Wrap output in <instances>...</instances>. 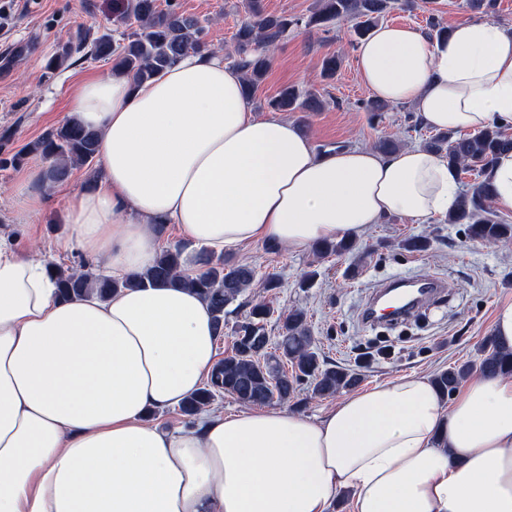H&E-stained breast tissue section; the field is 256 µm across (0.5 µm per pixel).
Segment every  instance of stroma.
I'll use <instances>...</instances> for the list:
<instances>
[{
	"mask_svg": "<svg viewBox=\"0 0 512 512\" xmlns=\"http://www.w3.org/2000/svg\"><path fill=\"white\" fill-rule=\"evenodd\" d=\"M113 0H0V55L16 44L30 42L34 51L9 74H0V132L9 131L6 152L58 126L69 108V97L79 82L109 73L110 63L83 59L61 75H44L46 59L60 36L77 28H97L112 18ZM181 11L207 23V39L224 50H233L232 36L245 13L241 0H178ZM451 26L479 18L467 0H415L413 9H396L387 22L426 29L429 17ZM340 59L332 79L320 76L327 56ZM295 85L319 91L326 105L319 112H291L288 120L306 129L317 152L360 145L374 148L385 134L397 135L401 146H417L431 136L427 127H413L415 109L409 104L389 105L381 122L371 123L361 109L372 99L357 68L356 44L347 26L336 24L328 31L298 28L283 40L271 68L252 99L257 114H266V101L282 87ZM25 168L0 169V230L10 233L18 251L27 252L38 243L53 253L65 230V216L58 198L83 185L86 168H74L67 182L50 190V203L37 215H19L4 190L24 177ZM431 239L429 250L410 252L404 239L413 235ZM366 251L364 262L354 256L317 258L310 249L293 251L266 243H252L224 254L225 259L246 264L258 275L275 276L280 286L263 292L253 285L234 302L226 318L227 327L244 319L248 304L267 296L275 313L303 309L319 351L328 363L359 372L360 390L403 375L434 376L438 371L464 363L479 368L481 346L493 333L498 305L512 301V244H489L469 238L466 225L437 219L430 224H412L395 216L373 225L359 241ZM318 276L312 287L299 279L309 267ZM399 276H430L443 279L446 294L431 300L416 316L395 323L370 325L362 313L372 292L385 281Z\"/></svg>",
	"mask_w": 512,
	"mask_h": 512,
	"instance_id": "stroma-1",
	"label": "stroma"
}]
</instances>
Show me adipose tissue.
Returning <instances> with one entry per match:
<instances>
[{"mask_svg": "<svg viewBox=\"0 0 512 512\" xmlns=\"http://www.w3.org/2000/svg\"><path fill=\"white\" fill-rule=\"evenodd\" d=\"M374 95L435 130L512 127V27L458 22L448 38L382 24L357 47ZM68 117L98 134L101 174L62 196L60 251L110 276L150 268L156 227L217 253L269 242L304 250L363 238L401 216L429 224L457 204L455 167L425 147L320 154L294 123L254 115L222 52L187 55L136 82L82 81ZM36 161L15 183L45 205ZM184 284L57 294L46 259L0 235V512H512V375L474 372L445 404L401 376L319 418L281 409L202 412L162 430L215 364L206 302Z\"/></svg>", "mask_w": 512, "mask_h": 512, "instance_id": "adipose-tissue-1", "label": "adipose tissue"}]
</instances>
